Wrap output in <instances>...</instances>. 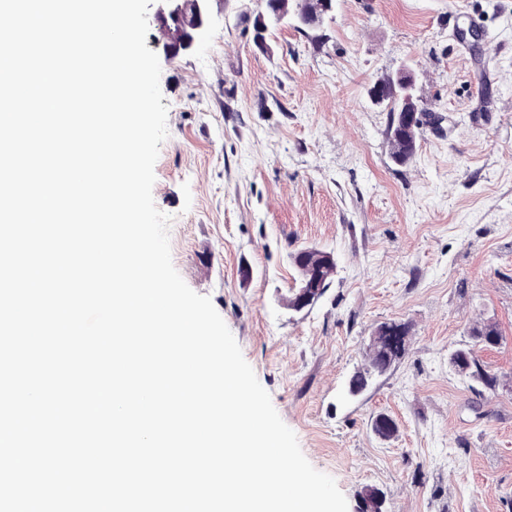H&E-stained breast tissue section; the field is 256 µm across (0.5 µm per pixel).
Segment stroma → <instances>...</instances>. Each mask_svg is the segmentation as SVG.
I'll list each match as a JSON object with an SVG mask.
<instances>
[{"mask_svg":"<svg viewBox=\"0 0 512 512\" xmlns=\"http://www.w3.org/2000/svg\"><path fill=\"white\" fill-rule=\"evenodd\" d=\"M255 12L213 0L206 35L160 61L152 194L175 269L350 512L371 487L387 512H512V0H336L260 46ZM404 66L444 120L400 167L368 90ZM303 247L332 252L337 274L296 312ZM486 320L498 345L469 334ZM390 321L410 326L404 357L349 395ZM459 348L483 378L449 366ZM380 413L391 440L371 430Z\"/></svg>","mask_w":512,"mask_h":512,"instance_id":"1","label":"stroma"}]
</instances>
